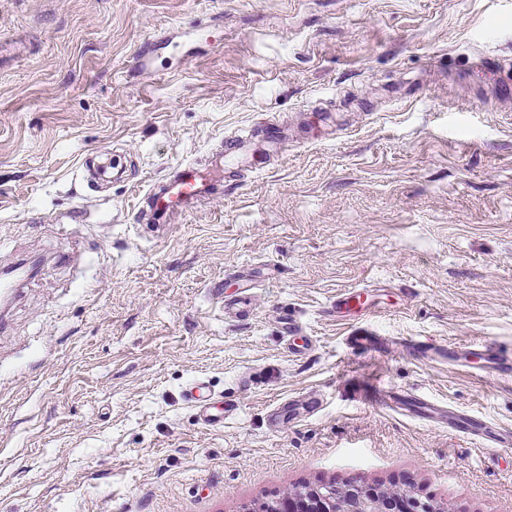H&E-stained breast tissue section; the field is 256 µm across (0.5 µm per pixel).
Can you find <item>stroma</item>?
<instances>
[{"instance_id":"stroma-1","label":"stroma","mask_w":512,"mask_h":512,"mask_svg":"<svg viewBox=\"0 0 512 512\" xmlns=\"http://www.w3.org/2000/svg\"><path fill=\"white\" fill-rule=\"evenodd\" d=\"M511 63L512 0H0V267L43 261L0 301V512H256L350 482L512 512V443L371 401L512 430L482 352L512 358ZM266 124L262 170L134 223ZM112 155L126 176L89 185ZM199 379L223 426L185 400ZM302 395L321 410L273 423ZM224 169L222 164L200 168L194 164L179 166L177 172L154 183L143 197L142 205L134 212L139 223L144 214V204L153 224L169 223L174 216L195 209L211 199L222 189ZM448 428L453 432L465 434L468 436H476L484 432H488L487 427L480 418L472 415L463 414L452 418L448 422Z\"/></svg>"}]
</instances>
